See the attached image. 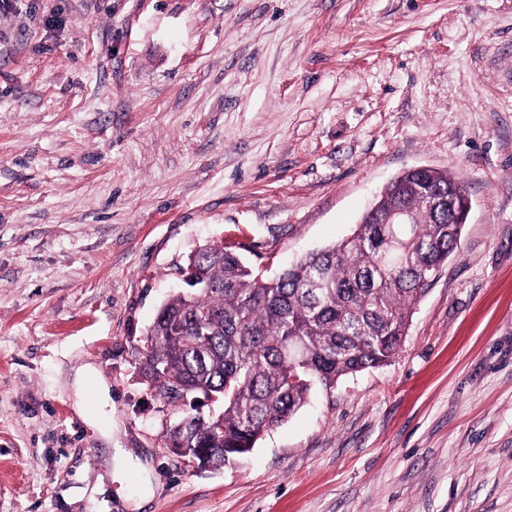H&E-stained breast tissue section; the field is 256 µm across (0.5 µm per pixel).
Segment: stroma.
I'll use <instances>...</instances> for the list:
<instances>
[{"label":"stroma","mask_w":512,"mask_h":512,"mask_svg":"<svg viewBox=\"0 0 512 512\" xmlns=\"http://www.w3.org/2000/svg\"><path fill=\"white\" fill-rule=\"evenodd\" d=\"M418 166L472 210L398 353L187 469L138 363L188 255L276 274ZM0 512H512V0H0Z\"/></svg>","instance_id":"stroma-1"}]
</instances>
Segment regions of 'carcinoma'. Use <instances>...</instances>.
I'll use <instances>...</instances> for the list:
<instances>
[{"label": "carcinoma", "instance_id": "1", "mask_svg": "<svg viewBox=\"0 0 512 512\" xmlns=\"http://www.w3.org/2000/svg\"><path fill=\"white\" fill-rule=\"evenodd\" d=\"M463 187L439 171L405 172L349 237L273 278L229 251L201 253L198 285L166 299L149 326L139 372L167 404L202 397L221 410L182 416L168 445L221 468L302 407L315 383L393 357L463 229L427 202ZM392 209L417 216L381 223Z\"/></svg>", "mask_w": 512, "mask_h": 512}]
</instances>
